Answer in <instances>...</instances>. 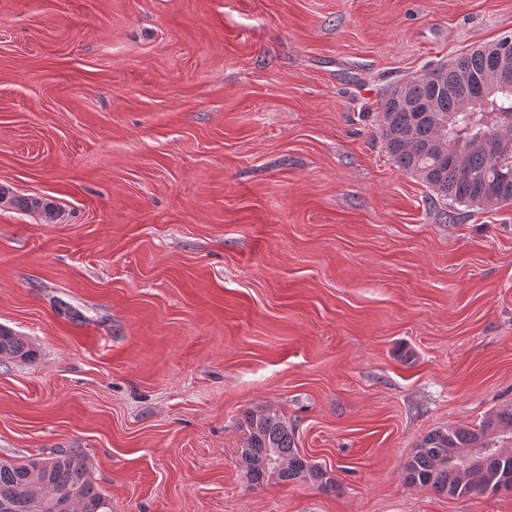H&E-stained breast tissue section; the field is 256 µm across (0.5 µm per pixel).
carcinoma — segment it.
I'll list each match as a JSON object with an SVG mask.
<instances>
[{"instance_id":"1","label":"carcinoma","mask_w":512,"mask_h":512,"mask_svg":"<svg viewBox=\"0 0 512 512\" xmlns=\"http://www.w3.org/2000/svg\"><path fill=\"white\" fill-rule=\"evenodd\" d=\"M487 67L486 49H476L422 77L397 85L380 103L378 127L393 163L416 176L441 200L473 206L487 198L512 203V153L498 155L512 142V90L486 97L474 112L462 103L476 96L472 81ZM487 139L488 147L476 145ZM6 192L0 193V200ZM8 199V198H6ZM33 211L39 197L8 199ZM31 350L0 328V358L25 359ZM240 428L241 462L251 484L312 481L327 490L335 479L313 466L295 444V431L277 413L252 409ZM484 448L486 452H473ZM407 484L448 497L512 494V406L487 416L479 428H437L418 442L403 465ZM0 512H111L108 501L78 457L57 450L24 463L0 461Z\"/></svg>"}]
</instances>
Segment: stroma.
<instances>
[{
  "label": "stroma",
  "instance_id": "stroma-1",
  "mask_svg": "<svg viewBox=\"0 0 512 512\" xmlns=\"http://www.w3.org/2000/svg\"><path fill=\"white\" fill-rule=\"evenodd\" d=\"M512 0H0V460L73 452L112 512H512L413 487L512 405V204L393 163L386 91ZM285 417L336 478L253 486ZM31 350L12 332L0 328V358H30Z\"/></svg>",
  "mask_w": 512,
  "mask_h": 512
}]
</instances>
